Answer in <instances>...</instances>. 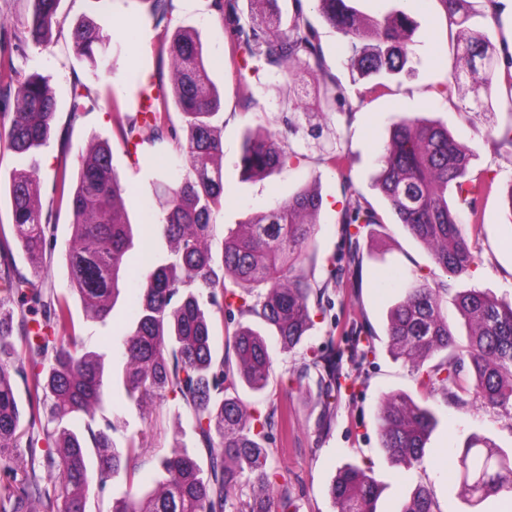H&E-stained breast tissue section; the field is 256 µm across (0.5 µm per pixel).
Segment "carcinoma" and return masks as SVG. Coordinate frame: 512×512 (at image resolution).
Returning a JSON list of instances; mask_svg holds the SVG:
<instances>
[{
    "label": "carcinoma",
    "mask_w": 512,
    "mask_h": 512,
    "mask_svg": "<svg viewBox=\"0 0 512 512\" xmlns=\"http://www.w3.org/2000/svg\"><path fill=\"white\" fill-rule=\"evenodd\" d=\"M316 5L346 46L345 65L365 77L397 75L411 61L414 50L406 33L410 16L393 10L366 17L351 0H293L287 21L275 13V0H248L258 11L239 10L238 0H213V7L230 26L242 69L293 72L303 70L323 81L321 109L353 113L343 88L323 71L322 46L317 29L306 19L304 2ZM23 27L0 26V56L24 53L50 40L58 23L60 0H26ZM448 24L460 27L457 56L451 65L452 82L461 81L463 68L481 74L471 87V100L460 112H491L499 88H508L512 112V60L501 65V55L485 27L470 23L469 0H441ZM481 16L501 29L498 0H483ZM155 27L169 29L172 0H151ZM77 55L92 72L112 73L111 37L97 21L84 18L71 30ZM160 49L173 62V99L186 131L184 141L169 151L168 138H177L169 126L166 98L144 94L140 117L123 129L133 147L147 145L143 166L149 171L153 196L163 201L155 226L173 244L138 284L133 326L122 337L125 397L139 407L172 398L177 413L185 415L202 460L178 443L158 458L162 478L139 492L138 460L144 437L133 435L122 446L118 427L106 415L103 368L99 355L87 349L76 329L67 300L52 288H36L21 275L0 265V469L18 484L0 490V512H89L92 493H103L109 480L126 478L127 488L112 497L111 512H298L288 478L276 481L271 465L274 450L265 446L275 426L276 410L261 417L240 399L237 384L261 392L268 385L272 360L265 338L249 325H239L225 336L235 360L217 353L212 314L236 307L241 317L254 318L278 337L289 353L313 325L314 309H322L325 289L294 274L295 267L314 248L316 221L323 198L301 190L280 201L266 215L241 225L224 238L222 271L215 269L208 241L212 217L224 207V144L215 134L221 121L223 93L209 75V64L198 36L177 30L163 39ZM6 88L13 101L8 140L18 165L9 179L12 224L27 261L37 270L56 245L53 213L43 209L41 186L35 176V156L50 137L56 116V97L44 77L24 75L9 67ZM70 112L74 115L98 106L83 83L73 84ZM269 133H250L242 144L240 166L251 176L270 175L299 158ZM475 152L456 141L448 128L418 116H404L392 124L379 158L375 187L397 223L430 250L432 263L446 279L420 277L388 316V348L409 366L422 390L444 392L448 403L465 406L479 400L512 419V302L479 288L458 292L454 303L468 327L460 342L444 314L452 282L471 274L476 264L472 245L463 230L464 213L479 220L475 195L491 188L473 174ZM71 209V234L65 253L71 290L87 317L106 323L124 290L122 265L134 248L133 224L124 205L126 188L112 166V148L99 140L81 156L77 173L67 178L61 165L56 184ZM341 223L350 240L345 265L329 270L336 280L360 262L357 249L363 231L382 224L371 207L355 205ZM357 225L355 233L349 227ZM237 289H229L225 277ZM262 291L253 293L256 288ZM21 318L42 313L36 329L25 328L24 339L33 353L34 393L41 394L46 417L38 437L35 424L25 421L17 395L18 381H27L25 362L17 357L12 336L14 312ZM347 352L361 361L375 353L373 335L359 327ZM341 354L310 349L303 356L301 377L312 381L330 423L342 392ZM437 422L434 411L406 393H388L377 412L381 448L391 463L411 468L423 462L428 436ZM41 439L48 447L40 458L25 456L20 441ZM97 459V474L88 469L89 455ZM456 474L472 506L491 496L512 493V452L492 439L472 433L457 455ZM382 484L371 470L355 464L339 468L330 494L336 512H377ZM401 512H441L435 491L418 487Z\"/></svg>",
    "instance_id": "obj_1"
}]
</instances>
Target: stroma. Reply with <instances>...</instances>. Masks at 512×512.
<instances>
[{"label":"stroma","mask_w":512,"mask_h":512,"mask_svg":"<svg viewBox=\"0 0 512 512\" xmlns=\"http://www.w3.org/2000/svg\"><path fill=\"white\" fill-rule=\"evenodd\" d=\"M172 5L171 28L186 27L198 33L207 59L214 62L211 78L224 91V115L219 124L224 143V207L214 217L215 227L208 241L214 258H221L229 231L267 213L276 202L303 188L318 190L323 197L314 256L299 268L300 274L325 286L323 309L316 313L302 347L293 352H281L277 339L268 337L273 366L265 394H255L243 385L238 388L242 400L255 412L268 413L275 405L288 410L287 430H274L267 445L274 450L275 464L291 477L299 512H335L330 484L338 468L347 463L371 469L382 482L377 512H400L422 484L434 487L441 512H472L458 486L449 481L448 467L474 432L511 450L512 421L478 401L456 408L446 404L441 391L419 392L409 367L388 353V309L402 297L408 279L413 274L429 272L433 263L427 248L396 223L373 188L371 177L390 124L398 116H422L442 123L458 141L475 147L473 170L492 178L495 189L477 201L480 224L464 226L478 265L471 276L455 280L454 288H481L512 300V224L506 218L512 147L495 145L486 138L488 128L511 123L512 113L499 106L490 113L460 112L452 101L461 98V91H454L449 98L444 96L455 41L448 35V17L440 0H356V8L365 15L400 9L414 22L412 39L421 62L412 71L389 81L387 89L379 92L372 89L373 79L353 81L344 65L345 48L338 34L317 10L307 9L309 20L321 35L326 72L336 77L348 100L359 107L350 115L320 113L319 85L312 80L307 81L302 97L305 111H295L288 99L287 76L240 71L232 33L214 10L212 0H173ZM149 10L148 0H61L60 26L53 32L52 43L29 47L26 59L19 64L22 72L35 71L45 76L57 100L51 138L36 155V176L41 185V203L52 209L58 233L52 256L37 275L44 287L60 293L68 288L64 250L71 213L67 204L58 200L55 175L60 162L76 167L92 136L109 140L113 167L135 194L126 207L139 240L146 250L161 256L168 253L166 240L149 221L150 216L159 214V201L147 194L145 172L135 165L121 133L122 125L140 112L146 86H160L167 92L172 89L171 59L159 50L163 31L155 27ZM84 15L105 26L123 25L127 31L120 50L112 54V73L92 74L73 51L70 30ZM78 80L90 87L99 105L74 115L70 112V89ZM291 120L300 126L297 137L290 140L300 154L299 161L266 178L245 179L238 164L245 133L258 128L279 133ZM335 153L344 157L343 164L336 167L329 162ZM355 202L371 205L382 224L375 227L373 237H360V265L332 283L328 271L348 247L341 216ZM71 308L88 345L104 354L105 381L121 377L124 358L118 337L130 320L128 303L117 305L108 329L87 319L79 302H72ZM360 324L370 326L376 354L362 363L343 360L342 370L350 375L353 384L343 390L329 428L319 430L321 405L316 389L298 379L303 353L309 348L345 347ZM391 392L413 395L439 417L419 466L408 469L393 465L380 445L377 407L381 397ZM109 401L114 413L127 421L128 432H136L146 424L152 428L149 448L140 459L141 485L151 487L157 456L170 449L186 423L176 417L169 399L155 401L143 409L117 395L110 396Z\"/></svg>","instance_id":"1"}]
</instances>
